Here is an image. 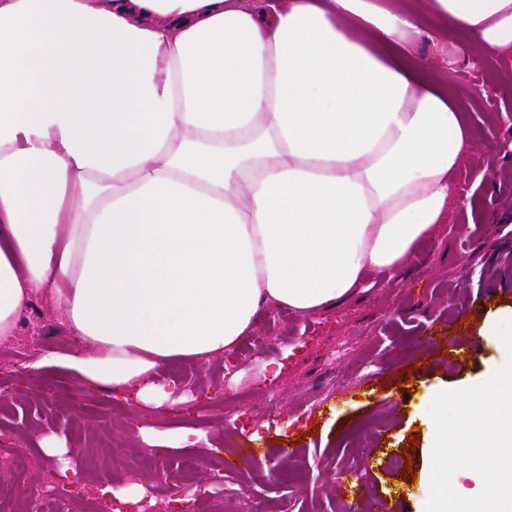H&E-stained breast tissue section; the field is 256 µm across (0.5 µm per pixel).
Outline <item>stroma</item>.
<instances>
[{"label":"stroma","instance_id":"stroma-1","mask_svg":"<svg viewBox=\"0 0 512 512\" xmlns=\"http://www.w3.org/2000/svg\"><path fill=\"white\" fill-rule=\"evenodd\" d=\"M453 81L470 89L460 108L473 135L456 176L460 204L407 269L311 315L259 312L223 359L166 368L165 379L188 377L196 386L160 409L88 390L55 368L15 367L0 349V373L12 375L0 386V445L21 434L36 455L53 431L67 436L80 464L140 445V425L160 437L200 429L207 442L188 452L199 459L255 449L226 482L246 486L262 512H347L355 488L370 512L398 502L422 512L434 427L428 408L439 392L476 385L501 363V347L482 329L490 312L512 307V159L501 151L512 124L498 116L512 101V53L484 58ZM440 333L448 338L443 354L422 342ZM282 446L298 448V458L280 457ZM183 453L159 456L164 478L142 473L153 512H168ZM182 485L195 491L185 512H238L209 470Z\"/></svg>","mask_w":512,"mask_h":512}]
</instances>
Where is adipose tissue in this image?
<instances>
[{
  "label": "adipose tissue",
  "mask_w": 512,
  "mask_h": 512,
  "mask_svg": "<svg viewBox=\"0 0 512 512\" xmlns=\"http://www.w3.org/2000/svg\"><path fill=\"white\" fill-rule=\"evenodd\" d=\"M512 52V0H0V341L36 291L91 390L171 403L260 307L406 269L472 134L402 61L427 20Z\"/></svg>",
  "instance_id": "1"
}]
</instances>
